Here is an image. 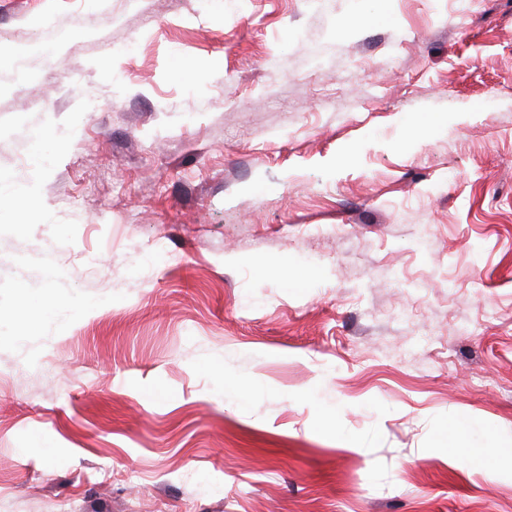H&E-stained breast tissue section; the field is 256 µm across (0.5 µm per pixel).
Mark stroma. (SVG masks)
I'll list each match as a JSON object with an SVG mask.
<instances>
[{
  "label": "stroma",
  "mask_w": 512,
  "mask_h": 512,
  "mask_svg": "<svg viewBox=\"0 0 512 512\" xmlns=\"http://www.w3.org/2000/svg\"><path fill=\"white\" fill-rule=\"evenodd\" d=\"M62 33L0 58V512H512V0H0Z\"/></svg>",
  "instance_id": "1"
}]
</instances>
